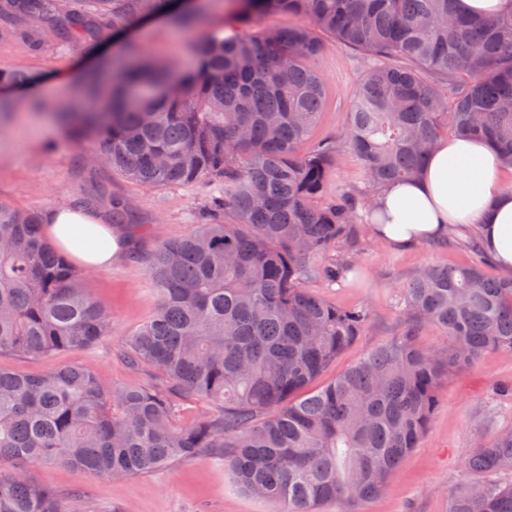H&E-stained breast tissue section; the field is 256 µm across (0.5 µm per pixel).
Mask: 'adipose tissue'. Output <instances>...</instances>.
<instances>
[{"label": "adipose tissue", "instance_id": "obj_1", "mask_svg": "<svg viewBox=\"0 0 512 512\" xmlns=\"http://www.w3.org/2000/svg\"><path fill=\"white\" fill-rule=\"evenodd\" d=\"M496 151L479 140H440L421 175L381 188L371 207L372 234L407 248L443 238L452 224L474 225L485 250L512 276V186ZM45 233L89 270L110 267L122 244L96 211L60 204L43 217Z\"/></svg>", "mask_w": 512, "mask_h": 512}]
</instances>
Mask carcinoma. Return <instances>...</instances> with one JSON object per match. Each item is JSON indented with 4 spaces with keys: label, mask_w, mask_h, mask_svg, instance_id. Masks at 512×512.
Listing matches in <instances>:
<instances>
[{
    "label": "carcinoma",
    "mask_w": 512,
    "mask_h": 512,
    "mask_svg": "<svg viewBox=\"0 0 512 512\" xmlns=\"http://www.w3.org/2000/svg\"><path fill=\"white\" fill-rule=\"evenodd\" d=\"M183 0H0V18H35L70 39L123 17L163 14L178 29L204 22ZM194 42L195 67L145 58L128 39L112 76L87 73L81 111L62 118L74 138L98 143L125 178L166 189L214 187L189 235L147 252L153 313L127 332L129 367L153 382L103 385L72 365L40 374L0 367V512H74L14 465H63L103 478L148 475L210 455L237 488L279 506L343 512L381 495L417 447L437 408L441 381L491 349L512 352V279L477 262L426 265L401 289L409 329L364 354L326 385L314 383L366 330L365 307L336 306L305 288L357 268L334 257L351 244L360 198L331 192L328 172L347 150L373 190L419 176L425 150L448 127L481 137L512 166V11L459 14L456 0H235ZM285 13L299 20L265 28ZM373 60L353 93L341 138L303 148L323 108L319 33ZM34 75L0 71V88ZM112 223L139 224L112 201ZM432 325L447 342L421 348ZM112 318L66 253L41 233L32 210L0 203V356L33 358L93 348ZM205 407L182 422V402ZM10 467H4V464ZM448 512H512V430L482 440Z\"/></svg>",
    "instance_id": "cac0c4a2"
}]
</instances>
